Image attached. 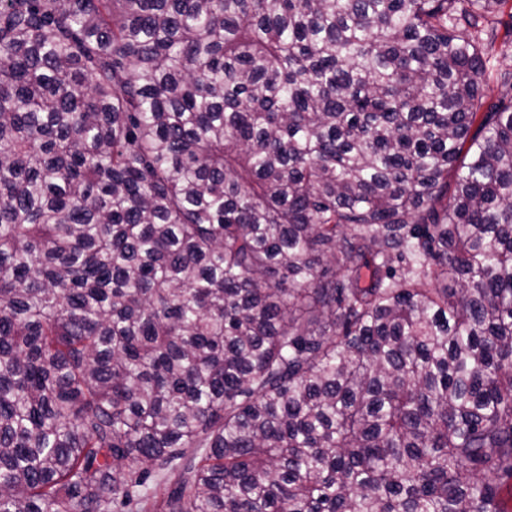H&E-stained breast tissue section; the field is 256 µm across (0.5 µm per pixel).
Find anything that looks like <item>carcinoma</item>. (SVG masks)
<instances>
[{
    "label": "carcinoma",
    "mask_w": 512,
    "mask_h": 512,
    "mask_svg": "<svg viewBox=\"0 0 512 512\" xmlns=\"http://www.w3.org/2000/svg\"><path fill=\"white\" fill-rule=\"evenodd\" d=\"M506 2L0 0V512H512ZM511 12L512 0H509L495 23L497 40L494 45L493 59L487 62L485 74L488 83V103L496 102L501 97L503 89L497 80L499 73L502 70L512 69V30L511 34H508L509 26L512 24Z\"/></svg>",
    "instance_id": "1"
}]
</instances>
